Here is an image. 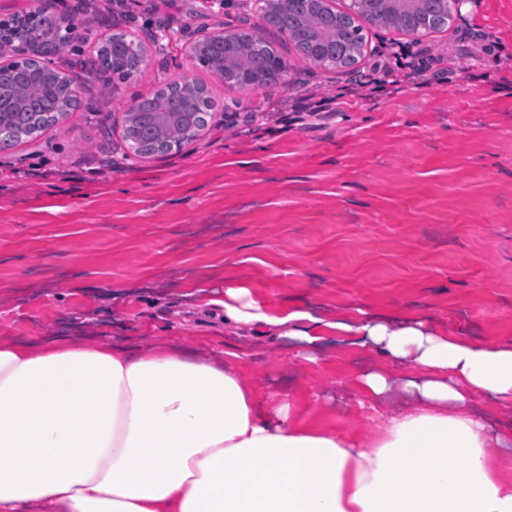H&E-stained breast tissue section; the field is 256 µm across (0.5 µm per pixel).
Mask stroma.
I'll list each match as a JSON object with an SVG mask.
<instances>
[{
    "mask_svg": "<svg viewBox=\"0 0 512 512\" xmlns=\"http://www.w3.org/2000/svg\"><path fill=\"white\" fill-rule=\"evenodd\" d=\"M55 0L92 53L107 24L149 48L142 71L0 151V337L127 339L242 357L259 395L370 433L354 406L372 353L327 337L318 363L292 342L224 325L196 305L245 282L268 311L417 317L512 343V0H467L447 31L366 30L359 62L312 67L246 0ZM258 28L288 65L242 92L191 62L220 26ZM189 78L215 101L201 135L134 156L125 110ZM372 78L364 94L359 80Z\"/></svg>",
    "mask_w": 512,
    "mask_h": 512,
    "instance_id": "stroma-1",
    "label": "stroma"
}]
</instances>
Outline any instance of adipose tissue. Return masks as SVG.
Listing matches in <instances>:
<instances>
[{"label":"adipose tissue","mask_w":512,"mask_h":512,"mask_svg":"<svg viewBox=\"0 0 512 512\" xmlns=\"http://www.w3.org/2000/svg\"><path fill=\"white\" fill-rule=\"evenodd\" d=\"M223 306L225 321L297 337L305 362L327 333L371 347L355 387L372 435L260 397L235 352L4 337L0 512H512V424L497 414L512 406V344L419 321L313 330L242 283Z\"/></svg>","instance_id":"1"}]
</instances>
